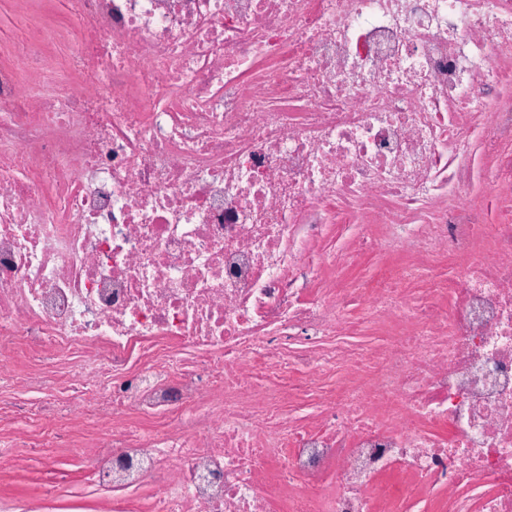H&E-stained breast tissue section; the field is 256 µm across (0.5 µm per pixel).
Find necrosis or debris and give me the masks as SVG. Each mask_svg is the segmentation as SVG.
<instances>
[{"instance_id":"4bbe7bcc","label":"necrosis or debris","mask_w":512,"mask_h":512,"mask_svg":"<svg viewBox=\"0 0 512 512\" xmlns=\"http://www.w3.org/2000/svg\"><path fill=\"white\" fill-rule=\"evenodd\" d=\"M56 8L0 23V467L87 444L83 490L150 512H512V0Z\"/></svg>"}]
</instances>
